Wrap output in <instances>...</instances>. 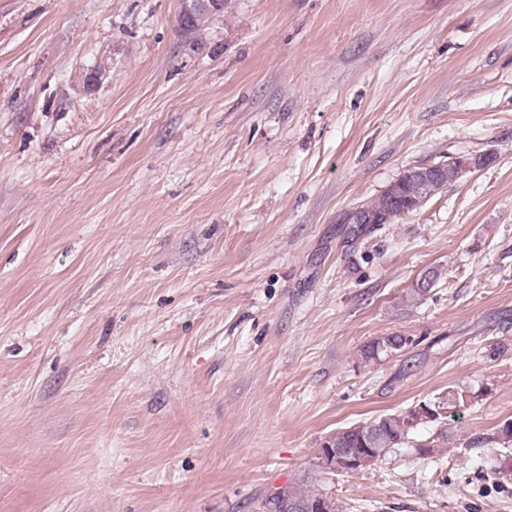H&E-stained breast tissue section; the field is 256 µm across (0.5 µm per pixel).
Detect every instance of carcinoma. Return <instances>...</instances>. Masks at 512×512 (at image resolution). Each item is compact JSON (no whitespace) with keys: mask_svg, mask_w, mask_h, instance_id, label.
I'll use <instances>...</instances> for the list:
<instances>
[{"mask_svg":"<svg viewBox=\"0 0 512 512\" xmlns=\"http://www.w3.org/2000/svg\"><path fill=\"white\" fill-rule=\"evenodd\" d=\"M210 18L212 14L199 12L186 21H179V29L185 35H192ZM364 213L370 217V223L380 226L393 223L397 217L406 214V210L404 204L383 193L364 205ZM407 344L408 340L402 336H381L365 345L363 356L367 360H376L381 354L399 351ZM421 416L431 422L437 419L436 411L424 406L420 413L415 411L406 417L401 414L385 415L368 424L338 432L328 440V444L333 448L350 450L364 448L366 454L377 461L407 444L412 420ZM277 498L296 506L297 512H339L336 499L318 491H301L284 486L277 489Z\"/></svg>","mask_w":512,"mask_h":512,"instance_id":"obj_1","label":"carcinoma"}]
</instances>
